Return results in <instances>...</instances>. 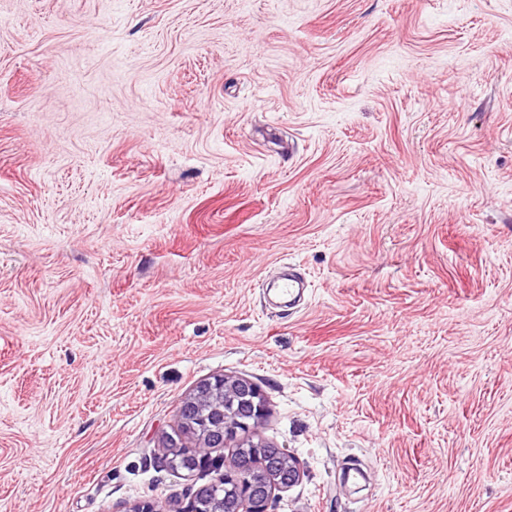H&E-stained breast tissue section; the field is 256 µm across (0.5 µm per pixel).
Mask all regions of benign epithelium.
Wrapping results in <instances>:
<instances>
[{
	"label": "benign epithelium",
	"mask_w": 512,
	"mask_h": 512,
	"mask_svg": "<svg viewBox=\"0 0 512 512\" xmlns=\"http://www.w3.org/2000/svg\"><path fill=\"white\" fill-rule=\"evenodd\" d=\"M210 405L204 416L195 413L201 403ZM266 413L265 401L259 388L245 378L217 377L198 386L187 399L182 422L199 437L200 442L188 448H172L166 458L170 464L179 463L190 470L209 468L224 480L233 483L241 494V512H267L269 501L278 488L294 485L299 479V470L294 460L284 452L274 451L267 461L256 465L275 473L276 479L269 484L255 480L251 468L243 467L232 455L214 456L212 448L203 443L210 437L222 442L248 434L261 423Z\"/></svg>",
	"instance_id": "1"
}]
</instances>
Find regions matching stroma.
<instances>
[{
  "label": "stroma",
  "instance_id": "stroma-1",
  "mask_svg": "<svg viewBox=\"0 0 512 512\" xmlns=\"http://www.w3.org/2000/svg\"><path fill=\"white\" fill-rule=\"evenodd\" d=\"M218 376L268 512H512V0H0V512L186 501ZM199 385L186 400L182 422L187 424L201 442L217 437L224 444L239 434H249L261 423L266 413L265 401L259 388L245 378L217 377ZM239 402L236 409L224 410V404ZM210 405L207 415L195 413L200 403ZM195 437V434L188 427L180 423L178 433L168 436L166 447L168 450L165 460L174 466L179 459V464L184 468H189L192 472L197 469L209 468L217 472L219 478L224 476V481L232 482L238 492L241 494V505L239 511L243 512H267L269 501L278 488H287L294 485L299 479V470L294 460L287 456L283 451H274L268 453L267 463L256 456V467L262 466L275 473L277 480H271L270 484L256 481L249 467H242L240 461L235 460L231 454L226 456H212V450L209 445L197 443L188 448H174L173 443L184 446L181 436ZM173 456L169 458L168 456ZM241 509V510H240Z\"/></svg>",
  "mask_w": 512,
  "mask_h": 512
}]
</instances>
